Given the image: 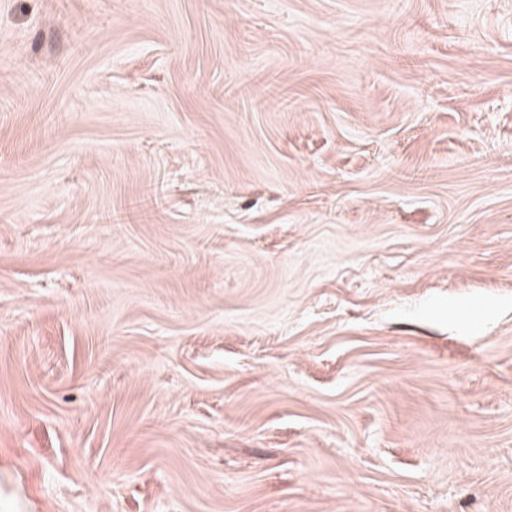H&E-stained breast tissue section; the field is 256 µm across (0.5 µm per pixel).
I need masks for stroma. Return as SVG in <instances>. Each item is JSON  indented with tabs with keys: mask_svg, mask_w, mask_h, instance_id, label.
<instances>
[{
	"mask_svg": "<svg viewBox=\"0 0 512 512\" xmlns=\"http://www.w3.org/2000/svg\"><path fill=\"white\" fill-rule=\"evenodd\" d=\"M0 512H512V0H0Z\"/></svg>",
	"mask_w": 512,
	"mask_h": 512,
	"instance_id": "stroma-1",
	"label": "stroma"
}]
</instances>
